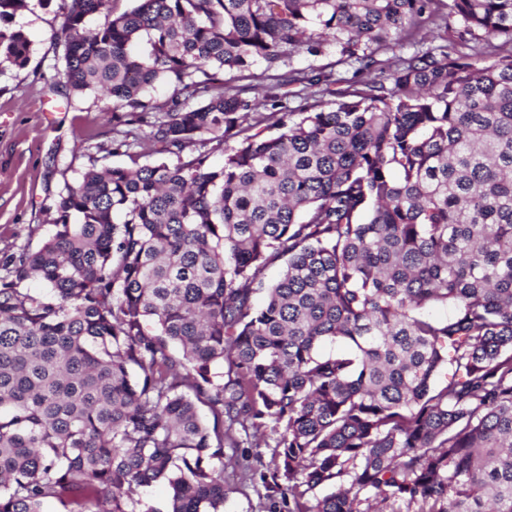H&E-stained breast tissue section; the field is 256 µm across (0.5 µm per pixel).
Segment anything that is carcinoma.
<instances>
[{"instance_id": "1", "label": "carcinoma", "mask_w": 512, "mask_h": 512, "mask_svg": "<svg viewBox=\"0 0 512 512\" xmlns=\"http://www.w3.org/2000/svg\"><path fill=\"white\" fill-rule=\"evenodd\" d=\"M108 2L62 0L56 38L135 167L90 159L3 264L0 512H135L158 480L167 512H224V449L269 427L271 465L243 468L267 512H512V0H138L86 28ZM426 23L437 45L375 57ZM330 39L379 78L276 74ZM0 52L23 68L30 42L0 29ZM293 85L318 96L297 119ZM170 495L171 489L166 482H156L150 487L138 488L133 499L138 502L136 510H145L150 507L163 512L167 510Z\"/></svg>"}]
</instances>
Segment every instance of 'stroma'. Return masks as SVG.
<instances>
[{
  "instance_id": "stroma-1",
  "label": "stroma",
  "mask_w": 512,
  "mask_h": 512,
  "mask_svg": "<svg viewBox=\"0 0 512 512\" xmlns=\"http://www.w3.org/2000/svg\"><path fill=\"white\" fill-rule=\"evenodd\" d=\"M61 0H27L10 22L31 45L26 67L0 58V264L21 248L37 249L53 231L51 220L65 184L89 167L130 166L112 145V120L99 94L71 96L62 81L64 45ZM340 47L328 42L318 56L295 54L290 69H317L335 63L347 83L366 74L340 63Z\"/></svg>"
}]
</instances>
